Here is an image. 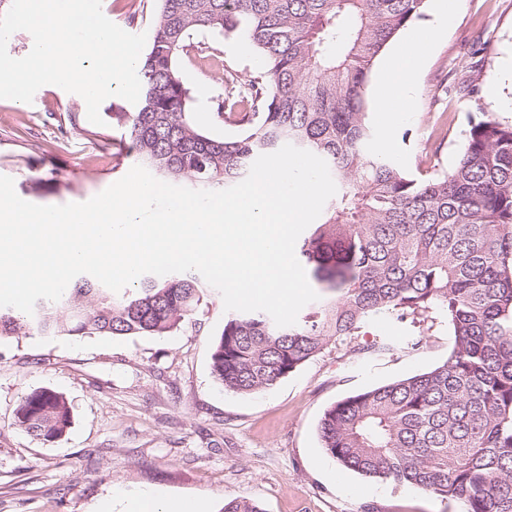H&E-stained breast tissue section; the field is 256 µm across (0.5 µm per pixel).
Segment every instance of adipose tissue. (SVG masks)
<instances>
[{
    "mask_svg": "<svg viewBox=\"0 0 512 512\" xmlns=\"http://www.w3.org/2000/svg\"><path fill=\"white\" fill-rule=\"evenodd\" d=\"M425 42L407 38L385 61L376 94L377 111L388 112L395 106L403 112L413 111V91L425 57Z\"/></svg>",
    "mask_w": 512,
    "mask_h": 512,
    "instance_id": "adipose-tissue-1",
    "label": "adipose tissue"
}]
</instances>
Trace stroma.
Listing matches in <instances>:
<instances>
[{"label":"stroma","instance_id":"35a3bbf8","mask_svg":"<svg viewBox=\"0 0 512 512\" xmlns=\"http://www.w3.org/2000/svg\"><path fill=\"white\" fill-rule=\"evenodd\" d=\"M452 21L432 42L415 88V109L369 112L377 149L406 173L427 177L450 169L464 145L476 104L465 88L476 76L493 118L512 124V0H447ZM158 0H103L104 15L123 30L153 33ZM225 68L201 72L182 61L194 94L195 126L216 137L236 127L216 123L210 97L225 69L248 81L262 61L242 38L205 31ZM120 97L87 118L79 95L41 87L32 103L0 99V175L20 198L38 205L84 202L122 178L138 160L109 120ZM225 309L210 290L178 331L165 336H40L0 341V512H128L114 489L150 490L163 498L205 503L248 499L263 512H456L441 499L340 467L321 446L319 420L330 404L356 392L428 371L448 357L446 327L378 317L332 343L271 389L224 391L211 375L212 344ZM419 337L421 346L379 356L382 337ZM48 387L72 406L66 435L52 442L14 424L25 394Z\"/></svg>","mask_w":512,"mask_h":512}]
</instances>
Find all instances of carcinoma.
I'll return each mask as SVG.
<instances>
[{
    "label": "carcinoma",
    "instance_id": "carcinoma-1",
    "mask_svg": "<svg viewBox=\"0 0 512 512\" xmlns=\"http://www.w3.org/2000/svg\"><path fill=\"white\" fill-rule=\"evenodd\" d=\"M426 0H159L137 74L134 111L120 115L130 146L161 178L229 188L261 154L290 143L328 164L337 193L297 250L319 299L296 324L231 311L213 345L211 373L241 395L271 389L366 320L386 315L448 326L435 368L349 395L320 421L322 448L362 476L411 487L458 512H512V125L479 108L455 165L426 180L373 150L367 87L389 44L424 14ZM201 31L242 36L264 60L248 92L214 95L231 138L198 130L185 57L222 60ZM206 283L195 272L145 274L116 294L91 275L22 318L0 307V338L164 336L191 318ZM15 423L52 442L71 423L63 394L39 388ZM224 512H263L233 499Z\"/></svg>",
    "mask_w": 512,
    "mask_h": 512
}]
</instances>
